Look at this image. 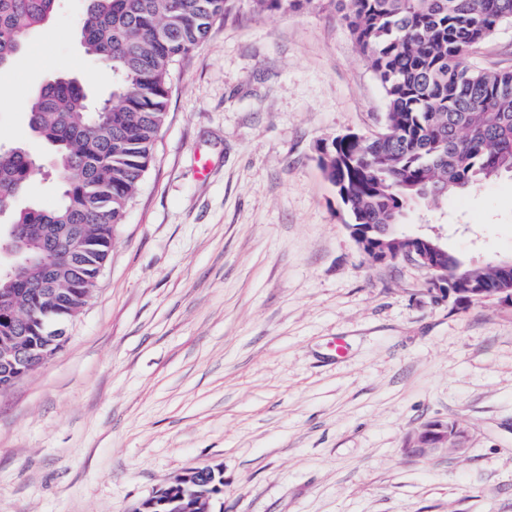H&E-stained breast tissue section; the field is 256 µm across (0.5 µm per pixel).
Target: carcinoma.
I'll return each instance as SVG.
<instances>
[{"mask_svg":"<svg viewBox=\"0 0 512 512\" xmlns=\"http://www.w3.org/2000/svg\"><path fill=\"white\" fill-rule=\"evenodd\" d=\"M258 13L294 12L315 0H251ZM58 0H0V68L46 25ZM384 91L385 137L347 133L326 144L320 167L353 224H402L407 209L512 174V70L481 68L470 52L512 21V0H329ZM236 0H87L84 52L115 80L98 101L63 71L27 105L35 136L53 147L60 202L14 213L19 269L0 275V298L24 321L32 353L50 359L105 266L118 225L152 158L174 65L195 50ZM41 164L23 147L0 150V212ZM477 288H507L512 272L473 266ZM30 373L0 372L8 387ZM216 500L224 480L195 475Z\"/></svg>","mask_w":512,"mask_h":512,"instance_id":"carcinoma-1","label":"carcinoma"}]
</instances>
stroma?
I'll return each mask as SVG.
<instances>
[{
	"instance_id": "stroma-1",
	"label": "stroma",
	"mask_w": 512,
	"mask_h": 512,
	"mask_svg": "<svg viewBox=\"0 0 512 512\" xmlns=\"http://www.w3.org/2000/svg\"><path fill=\"white\" fill-rule=\"evenodd\" d=\"M61 0L0 71V147L42 159L27 101L60 69L112 96ZM512 69V21L473 54ZM384 91L329 9L217 21L174 68L154 160L63 347L0 392V512H134L210 467L224 512H512V305L461 308L373 261L318 147L382 131ZM466 265L512 259V175L415 205ZM430 422L462 451L409 452Z\"/></svg>"
}]
</instances>
